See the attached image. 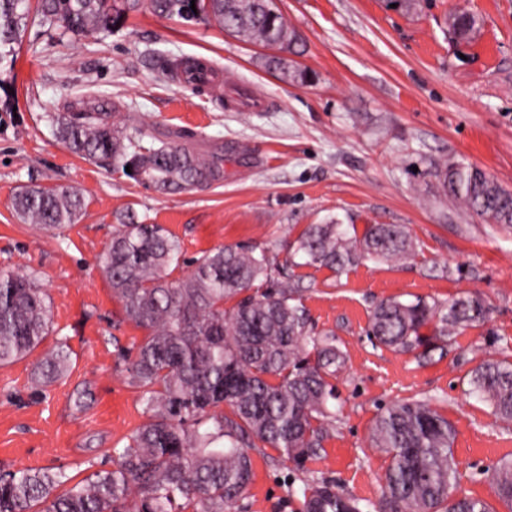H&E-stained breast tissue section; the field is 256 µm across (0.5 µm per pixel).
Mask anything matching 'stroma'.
I'll return each instance as SVG.
<instances>
[{"label":"stroma","mask_w":512,"mask_h":512,"mask_svg":"<svg viewBox=\"0 0 512 512\" xmlns=\"http://www.w3.org/2000/svg\"><path fill=\"white\" fill-rule=\"evenodd\" d=\"M277 2L304 44L289 61L310 81L266 68L271 48L146 9L99 39H62L37 25L22 31L15 63L0 69L12 104L0 112V268L36 274L53 331L0 367V469L60 467L76 483L146 423L119 358L144 332L123 321L96 265L128 216L180 240L177 278L188 273V260L221 245L259 241L283 260L310 224L334 220L359 232L403 224L417 245L407 262L366 260L340 275L298 268L313 322L335 332L347 357L335 380L334 429L320 458L300 472L273 449H251L252 483L239 508L300 512L304 486L322 476L361 504L376 502L388 460L372 445L373 420L414 398L431 400L455 427L456 495L512 512L490 480L512 459V422L467 393L468 374L482 359L512 357V228L461 213L432 175L434 163L461 160L512 190V0H425L416 15L390 0ZM462 6L482 21L468 42L451 39L446 25ZM161 56L212 62L222 93L157 80L151 64ZM93 97L118 103L130 135L172 141L182 133L201 155L223 152V184L162 194L71 154L51 118ZM29 184L80 190L86 215L54 231L20 221L11 199ZM467 294L490 304L489 321L429 357L366 334L380 300ZM59 338L69 345L71 369L39 389L33 368Z\"/></svg>","instance_id":"stroma-1"}]
</instances>
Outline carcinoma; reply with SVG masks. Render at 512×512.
Returning <instances> with one entry per match:
<instances>
[{
  "label": "carcinoma",
  "mask_w": 512,
  "mask_h": 512,
  "mask_svg": "<svg viewBox=\"0 0 512 512\" xmlns=\"http://www.w3.org/2000/svg\"><path fill=\"white\" fill-rule=\"evenodd\" d=\"M184 22H215L252 44L302 53L299 35L275 0H0V64L14 63L15 46L29 17L66 36L105 35L130 13ZM480 18L460 10L448 33L469 41ZM197 61L163 60L159 75L175 79ZM265 65L291 80L307 74L288 58ZM116 105L99 98L78 112L52 117L56 138L72 154L111 171L126 172L163 194L204 190L224 182V154L203 158L184 144L144 140L114 120ZM446 195L492 224L512 227V191L463 162L436 164ZM83 193L41 185L19 188L12 201L18 219L45 230L70 227L86 215ZM415 244L403 224H370L362 236L331 221L309 224L280 262L260 243L225 245L179 267V240L160 224L131 220L113 231L98 266L122 303L124 320L145 331L124 356L129 382L141 390L147 422L122 448L112 468L70 484L57 469L0 471V512H228L252 480L249 449L260 442L298 470L317 459L335 421L332 379L346 358L336 334L317 332L303 304L295 269L326 268L340 274L365 260H407ZM233 305L226 306L227 302ZM489 307L478 296L449 302L387 299L370 316V339L400 353L421 356L462 330L485 324ZM429 327L431 332L423 333ZM52 332L49 306L33 273L0 269V366L27 356ZM59 338L36 364V385L46 388L70 367ZM467 392L512 422V360L488 358L468 375ZM227 406L230 413L221 411ZM374 447L389 464L375 512H492L482 499L449 494L456 486L455 429L427 399L396 402L371 428ZM499 500L512 507V462L491 475ZM302 512H364L360 502L321 478L303 490Z\"/></svg>",
  "instance_id": "obj_1"
}]
</instances>
